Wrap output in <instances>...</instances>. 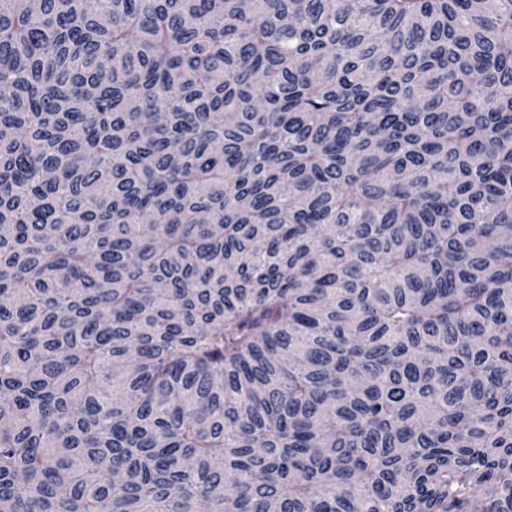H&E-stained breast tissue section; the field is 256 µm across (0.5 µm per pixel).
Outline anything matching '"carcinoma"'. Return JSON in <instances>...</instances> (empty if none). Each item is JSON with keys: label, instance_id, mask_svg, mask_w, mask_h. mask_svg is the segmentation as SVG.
<instances>
[{"label": "carcinoma", "instance_id": "cac0c4a2", "mask_svg": "<svg viewBox=\"0 0 512 512\" xmlns=\"http://www.w3.org/2000/svg\"><path fill=\"white\" fill-rule=\"evenodd\" d=\"M512 512V0H0V512Z\"/></svg>", "mask_w": 512, "mask_h": 512}]
</instances>
